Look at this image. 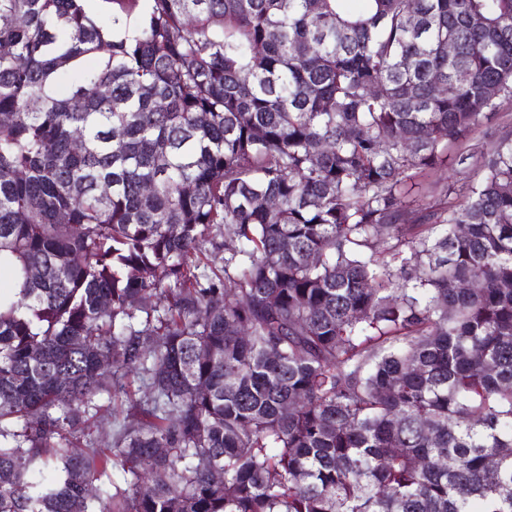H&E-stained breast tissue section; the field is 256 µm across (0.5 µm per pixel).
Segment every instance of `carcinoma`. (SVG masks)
<instances>
[{
	"label": "carcinoma",
	"instance_id": "carcinoma-1",
	"mask_svg": "<svg viewBox=\"0 0 512 512\" xmlns=\"http://www.w3.org/2000/svg\"><path fill=\"white\" fill-rule=\"evenodd\" d=\"M88 2L0 0V512H512V133L422 203L512 0ZM106 395L100 396L96 403L102 405V409L94 417L89 419L84 424V435H81L79 441L76 443L78 447H85L89 441L94 442L97 448H105L112 444L117 431V426L114 417L110 416L112 411V402Z\"/></svg>",
	"mask_w": 512,
	"mask_h": 512
}]
</instances>
